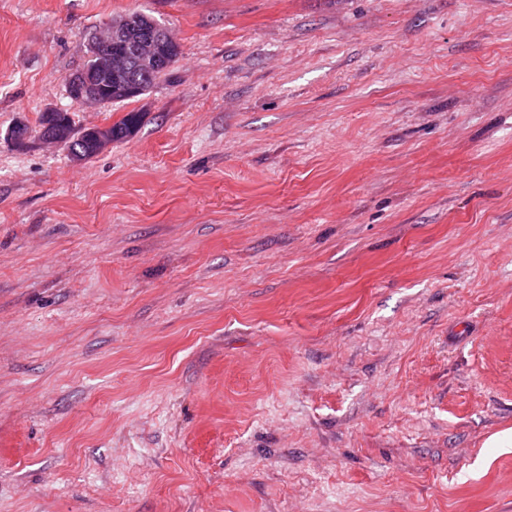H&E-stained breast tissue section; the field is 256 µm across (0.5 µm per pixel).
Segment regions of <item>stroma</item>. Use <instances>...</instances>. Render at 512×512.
Listing matches in <instances>:
<instances>
[{"label":"stroma","instance_id":"obj_1","mask_svg":"<svg viewBox=\"0 0 512 512\" xmlns=\"http://www.w3.org/2000/svg\"><path fill=\"white\" fill-rule=\"evenodd\" d=\"M508 430L512 0H0V512H512ZM129 18L123 16L113 20L102 31L94 35L95 51L92 41L89 48L88 60L83 67L91 68L96 59V68L105 75L110 83V94L104 92L103 97L101 87L89 79L84 71H77L72 74L67 81V92L72 101L78 106H112V104L124 102L141 96L149 90L156 80L163 75L170 66H164L153 72L156 68L160 56V49L163 45L171 49L179 50L178 44L164 27H158L148 21L149 25H144L138 32V36L128 37ZM95 54V55H94ZM133 60L139 68L130 65L127 71L120 75L127 65V62ZM119 78H114L118 77ZM114 76V77H112ZM109 83L103 78L101 85L109 86ZM134 83L140 86V91L136 95H131L128 91L129 86ZM46 112H57L54 109H48ZM52 120L66 121L71 127L70 131L64 126L52 128L49 124ZM142 120V115L139 112H129L123 116L119 121L110 126H88L77 128L68 112H57L56 117L49 119L46 113H42L39 118V126L44 127L47 125L48 131L40 138L47 143L64 146L70 138V144L66 146L70 155H81L85 158H91L96 155L97 149L92 141L82 135V132L88 134L96 143L99 150H103L112 142H121L133 136L139 127ZM71 136V137H70Z\"/></svg>","mask_w":512,"mask_h":512}]
</instances>
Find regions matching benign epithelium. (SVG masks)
<instances>
[{
    "label": "benign epithelium",
    "instance_id": "1",
    "mask_svg": "<svg viewBox=\"0 0 512 512\" xmlns=\"http://www.w3.org/2000/svg\"><path fill=\"white\" fill-rule=\"evenodd\" d=\"M128 23L129 18L123 16L94 35L96 68L109 79L120 75L130 60L143 70H153L158 64L162 46L178 48L166 28L151 23L143 26L138 36L131 38L128 36ZM67 92L78 106L102 107L106 104L101 87L83 71L69 77ZM83 132L94 140L100 150L112 144V134L107 126H88L83 128ZM69 138L70 131L63 126L50 127L41 136L43 141L59 146L65 145Z\"/></svg>",
    "mask_w": 512,
    "mask_h": 512
}]
</instances>
